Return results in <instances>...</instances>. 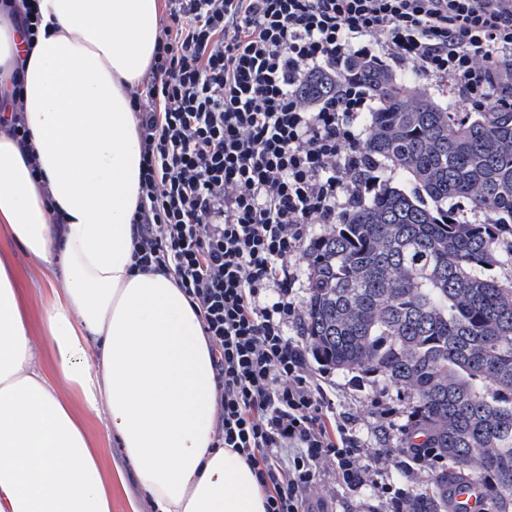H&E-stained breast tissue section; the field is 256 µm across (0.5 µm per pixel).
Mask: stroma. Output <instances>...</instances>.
Returning <instances> with one entry per match:
<instances>
[{"mask_svg":"<svg viewBox=\"0 0 512 512\" xmlns=\"http://www.w3.org/2000/svg\"><path fill=\"white\" fill-rule=\"evenodd\" d=\"M0 261L9 270L16 301L37 354V369L82 428L97 459L102 482L104 486H111L115 470L127 467L123 452L64 377L57 347L45 320V309L52 298L50 285L61 282L62 275L47 271L18 243L9 225L1 223ZM324 381L335 399L337 411L353 423L362 450L361 463L369 481L361 490L351 491L338 478L333 461H322L317 480L306 491L310 512H388L387 501L380 491L384 484L412 494L428 492L431 470L425 466L406 465V456L400 448V427L406 417L396 388L362 379L355 371L329 369L324 374Z\"/></svg>","mask_w":512,"mask_h":512,"instance_id":"stroma-1","label":"stroma"}]
</instances>
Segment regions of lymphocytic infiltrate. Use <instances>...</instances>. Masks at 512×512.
Returning <instances> with one entry per match:
<instances>
[{
	"label": "lymphocytic infiltrate",
	"mask_w": 512,
	"mask_h": 512,
	"mask_svg": "<svg viewBox=\"0 0 512 512\" xmlns=\"http://www.w3.org/2000/svg\"><path fill=\"white\" fill-rule=\"evenodd\" d=\"M147 71L129 90L140 146L131 218L138 271L171 274L211 349L213 447L251 466L266 512H306L322 460L366 482L351 421L312 376L288 296L312 224L338 223L356 177V79L312 100L301 87L351 57L409 64L463 110L512 108V0H164ZM20 70L0 130L26 143Z\"/></svg>",
	"instance_id": "1"
}]
</instances>
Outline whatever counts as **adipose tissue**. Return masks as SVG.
<instances>
[{
	"label": "adipose tissue",
	"mask_w": 512,
	"mask_h": 512,
	"mask_svg": "<svg viewBox=\"0 0 512 512\" xmlns=\"http://www.w3.org/2000/svg\"><path fill=\"white\" fill-rule=\"evenodd\" d=\"M38 6L48 31L24 67L30 140L0 132V221L63 273L45 311L60 367L153 512H265L248 464L212 445L211 352L193 306L173 276L132 267L141 157L125 88L150 63L159 0ZM0 512H110L82 429L33 363L1 262Z\"/></svg>",
	"instance_id": "obj_1"
}]
</instances>
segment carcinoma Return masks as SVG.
<instances>
[{
    "label": "carcinoma",
    "instance_id": "cac0c4a2",
    "mask_svg": "<svg viewBox=\"0 0 512 512\" xmlns=\"http://www.w3.org/2000/svg\"><path fill=\"white\" fill-rule=\"evenodd\" d=\"M336 71L379 103L377 185L310 241L303 336L325 367L406 390L403 444L431 449L433 489L405 512H448L442 472L477 512H512V109L450 112L363 59Z\"/></svg>",
    "mask_w": 512,
    "mask_h": 512
}]
</instances>
